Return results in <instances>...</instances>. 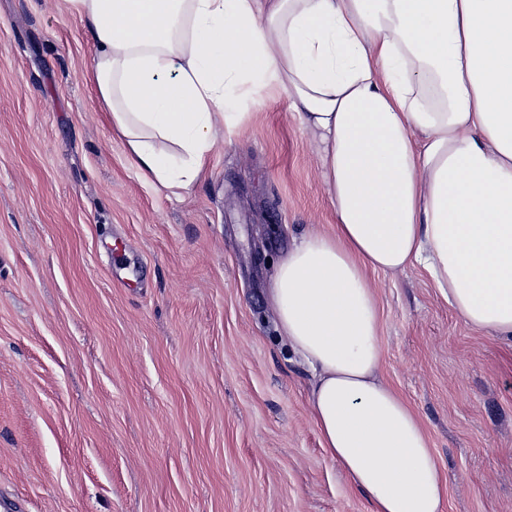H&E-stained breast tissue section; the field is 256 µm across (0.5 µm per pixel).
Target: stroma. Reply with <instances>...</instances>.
<instances>
[{
	"instance_id": "1",
	"label": "stroma",
	"mask_w": 512,
	"mask_h": 512,
	"mask_svg": "<svg viewBox=\"0 0 512 512\" xmlns=\"http://www.w3.org/2000/svg\"><path fill=\"white\" fill-rule=\"evenodd\" d=\"M63 0H0V498L18 512H369L332 461L268 289L330 229L288 109L218 142L182 197L145 183L84 80ZM383 375L448 478L444 512H512V347L421 267L370 276Z\"/></svg>"
}]
</instances>
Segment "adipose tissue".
<instances>
[{
	"mask_svg": "<svg viewBox=\"0 0 512 512\" xmlns=\"http://www.w3.org/2000/svg\"><path fill=\"white\" fill-rule=\"evenodd\" d=\"M86 79L147 183L182 196L218 133L284 93L315 141L331 232L269 290L311 418L369 512H444L421 420L382 375L369 276L425 269L471 329L512 341V0H66Z\"/></svg>",
	"mask_w": 512,
	"mask_h": 512,
	"instance_id": "obj_1",
	"label": "adipose tissue"
}]
</instances>
